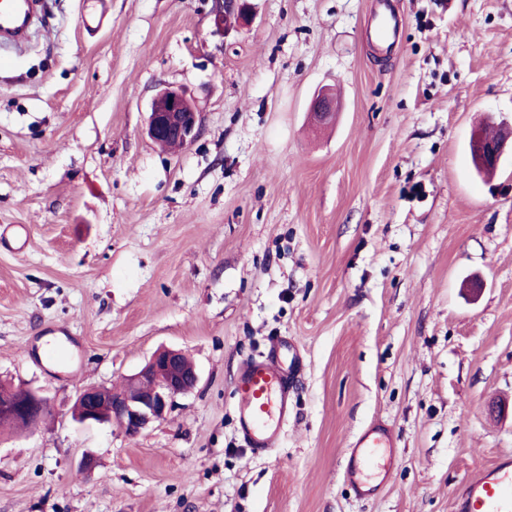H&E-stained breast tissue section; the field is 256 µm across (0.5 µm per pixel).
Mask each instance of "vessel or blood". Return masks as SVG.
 <instances>
[{"instance_id": "1", "label": "vessel or blood", "mask_w": 512, "mask_h": 512, "mask_svg": "<svg viewBox=\"0 0 512 512\" xmlns=\"http://www.w3.org/2000/svg\"><path fill=\"white\" fill-rule=\"evenodd\" d=\"M38 7V0H0V42L22 40ZM371 30L380 43L395 41L398 19L386 0H379ZM302 368L295 346L282 339L272 342L266 354L240 365L235 379L238 432L253 454H267L280 440ZM393 446L392 430L380 422L350 443L345 475L358 497L377 494L380 486L367 478L365 470L376 449ZM454 506L455 512H512V457H501L465 480L454 494Z\"/></svg>"}]
</instances>
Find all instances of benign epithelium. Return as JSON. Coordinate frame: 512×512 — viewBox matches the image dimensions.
<instances>
[{"label":"benign epithelium","mask_w":512,"mask_h":512,"mask_svg":"<svg viewBox=\"0 0 512 512\" xmlns=\"http://www.w3.org/2000/svg\"><path fill=\"white\" fill-rule=\"evenodd\" d=\"M250 14L248 0H216L214 22L224 26L227 16L235 15L245 22ZM336 111V100L326 90L313 98L310 112L315 122L322 124ZM145 132L159 143L173 141L183 147L198 135V112L194 100L186 91L169 85L161 86L153 97L148 112ZM507 138L500 136L496 142L474 138L475 154L480 162L493 168L499 163ZM198 380L194 366L186 363V355L167 347L152 353L145 365L128 377L119 391L107 387H85L77 395L72 407V418L80 425L109 424L129 437L139 435L149 424L163 421L172 409L176 396L190 392ZM28 397L10 408L41 420L51 407L40 390L30 387Z\"/></svg>","instance_id":"obj_1"}]
</instances>
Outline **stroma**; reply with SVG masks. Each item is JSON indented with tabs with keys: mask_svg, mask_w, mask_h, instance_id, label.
I'll return each instance as SVG.
<instances>
[{
	"mask_svg": "<svg viewBox=\"0 0 512 512\" xmlns=\"http://www.w3.org/2000/svg\"><path fill=\"white\" fill-rule=\"evenodd\" d=\"M47 0L0 67V380L52 415L0 434V512H453L512 456V155L486 178L469 142L512 123V0ZM186 89L194 142L145 132ZM333 124L314 126L319 89ZM303 372L276 449L237 432L235 376L271 340ZM199 383L136 437L71 422L159 346ZM381 420L396 455L370 499L346 448ZM93 454V471L82 470ZM214 22L217 28L224 27V21L229 15H236L239 20L246 22L250 14L248 0H215ZM373 15L371 32L381 44H392L397 36L398 19L388 8L387 2L377 3ZM336 111V100L326 90L319 91L313 98L310 112L316 123L322 124Z\"/></svg>",
	"mask_w": 512,
	"mask_h": 512,
	"instance_id": "35a3bbf8",
	"label": "stroma"
}]
</instances>
